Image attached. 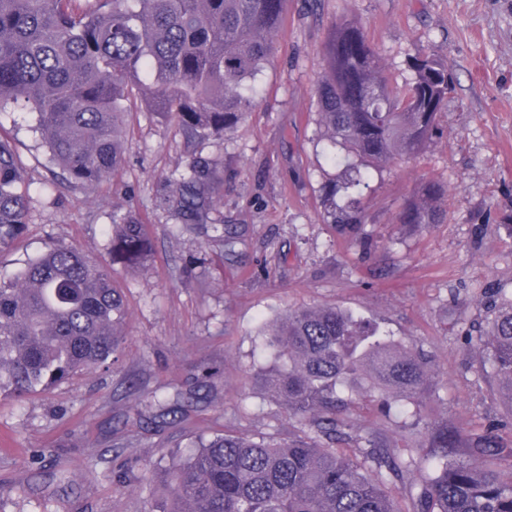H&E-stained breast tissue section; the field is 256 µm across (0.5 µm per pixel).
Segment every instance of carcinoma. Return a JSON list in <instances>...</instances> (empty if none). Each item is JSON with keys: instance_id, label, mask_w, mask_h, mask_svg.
<instances>
[{"instance_id": "1", "label": "carcinoma", "mask_w": 512, "mask_h": 512, "mask_svg": "<svg viewBox=\"0 0 512 512\" xmlns=\"http://www.w3.org/2000/svg\"><path fill=\"white\" fill-rule=\"evenodd\" d=\"M288 0H0V112L34 116L49 160L86 195L126 163V117L141 107L174 125L190 145L226 139L255 106L275 58ZM313 121L336 177L323 186L324 222L364 243L373 174L416 158L441 134L448 62L421 46L409 77L392 81L364 27L331 22L323 43ZM177 229L215 225V162L197 152L168 180ZM445 188L433 181L406 202L396 223L439 224ZM32 203L12 144L0 137V253L22 238ZM147 220L112 215L106 263L53 243L0 278V397L22 402L82 368L117 361L125 304L114 266H148ZM278 361L268 388L296 424L286 442L215 435L172 458L169 495L150 512H399L389 485L409 484L419 512H512V441L495 426L462 433L446 421L423 427L432 452L406 457L338 417L344 394L376 392L386 416L419 415L432 384L424 357L335 307L289 311L262 326ZM490 375L512 404V298L489 335ZM354 444L359 454L336 451Z\"/></svg>"}]
</instances>
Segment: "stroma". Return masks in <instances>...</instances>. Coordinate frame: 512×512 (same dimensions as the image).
I'll return each mask as SVG.
<instances>
[{"label":"stroma","mask_w":512,"mask_h":512,"mask_svg":"<svg viewBox=\"0 0 512 512\" xmlns=\"http://www.w3.org/2000/svg\"><path fill=\"white\" fill-rule=\"evenodd\" d=\"M339 17L362 24L395 82L421 44L457 80L442 136L375 177L367 252L323 221L335 170L314 143V88ZM261 83L248 118L204 148L224 181L218 214L240 237L231 255L211 228L172 234L165 198L185 147L159 117L129 114L124 171L89 198L62 184L30 114L0 112L33 197L24 236L0 253L1 275L54 241L107 261L117 210L148 216L153 244L146 270L114 274L126 307L118 369H83L21 403L0 399V512H149L169 491L173 452L216 434L287 437L286 411L259 383L274 366L259 328L313 305L350 311L426 356L433 384L421 421L462 432L493 421L512 437V407L484 373L482 347L463 336L488 331L512 296V0H288ZM428 180L447 187L448 217L406 231L396 215ZM179 393L188 401L176 417H158L155 397ZM345 413L399 443L376 397H353Z\"/></svg>","instance_id":"35a3bbf8"}]
</instances>
